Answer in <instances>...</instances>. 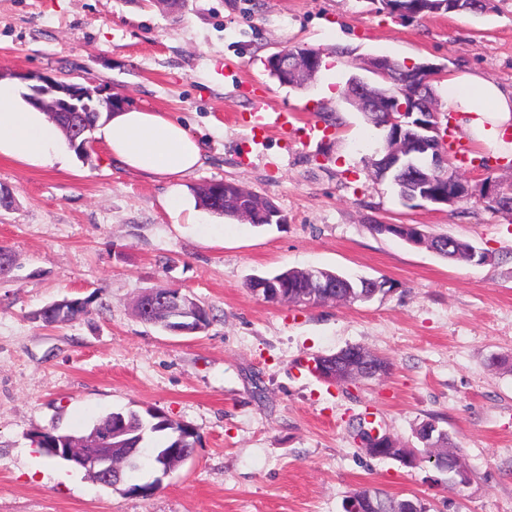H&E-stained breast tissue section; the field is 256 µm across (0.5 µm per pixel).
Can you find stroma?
I'll use <instances>...</instances> for the list:
<instances>
[{
	"instance_id": "35a3bbf8",
	"label": "stroma",
	"mask_w": 512,
	"mask_h": 512,
	"mask_svg": "<svg viewBox=\"0 0 512 512\" xmlns=\"http://www.w3.org/2000/svg\"><path fill=\"white\" fill-rule=\"evenodd\" d=\"M323 51L316 81L281 84L266 58ZM352 48L338 57L336 48ZM467 68L512 83V0L482 15L408 21L371 0H0V75L105 86L126 106L165 112L207 161L185 186L231 181L271 199L283 224L256 227L199 210L175 223L163 184L112 165L101 139L68 168L0 160V512H344L356 489L415 495L429 512H512V214L481 197L439 211L403 200L366 163L381 131L339 95L362 59ZM294 110L292 129L257 145L256 96ZM334 112L338 128L303 140ZM418 224L469 241L484 264L445 260L375 233ZM318 267L386 280L367 303L264 302L251 277ZM178 288L211 310L204 331L141 321L144 293ZM88 300L78 320L34 314ZM362 346L387 375L334 384L311 361ZM152 409L192 426L193 456L147 497L47 461L34 432L79 434L114 412ZM370 413L398 441L435 421L471 472L450 486L429 463L372 458L351 424Z\"/></svg>"
}]
</instances>
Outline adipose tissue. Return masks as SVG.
<instances>
[{
    "label": "adipose tissue",
    "mask_w": 512,
    "mask_h": 512,
    "mask_svg": "<svg viewBox=\"0 0 512 512\" xmlns=\"http://www.w3.org/2000/svg\"><path fill=\"white\" fill-rule=\"evenodd\" d=\"M459 130L512 162V84L471 70H460L437 86ZM112 163L151 179L170 181L168 204L181 210L179 179L202 167L199 141L163 112L122 108L99 120ZM0 158L25 168L62 169L67 164L62 133L45 112L32 106L19 83L0 79Z\"/></svg>",
    "instance_id": "ef3b65f1"
}]
</instances>
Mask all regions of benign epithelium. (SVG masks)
Instances as JSON below:
<instances>
[{
	"mask_svg": "<svg viewBox=\"0 0 512 512\" xmlns=\"http://www.w3.org/2000/svg\"><path fill=\"white\" fill-rule=\"evenodd\" d=\"M400 63L384 56L363 60L362 69L371 77L353 76L347 83L345 99L362 112H383L387 134L383 146L370 158L376 174L391 176L396 169L411 167L407 158L419 155L427 159L425 167L413 174L415 192L419 200L437 210L452 208L472 198L474 190L463 179L457 168L448 162L443 135L444 121L448 114L441 110L434 84L439 82L441 69L431 65L414 66V74L423 78V85L407 103L401 102L393 88L400 83L403 68ZM266 67L272 76L283 84L292 86L314 80L322 67V54L316 50L300 53L280 51L271 55ZM29 99L39 108L54 113L113 112L125 106L122 99L106 94L103 86L89 87L80 83L59 81L42 76L31 85ZM436 174L448 183V190L434 188L431 175ZM161 306L167 312L165 330L177 334H191L204 330L202 313L198 304L189 296L177 294L157 295L151 291L140 297L139 318L155 323L153 310ZM65 447L53 448L56 453L88 473L89 478L105 487L114 488L122 483L121 464L112 457V420L99 424L88 436H70L63 440ZM175 467L168 464L156 466L155 476L146 482V492L151 495L159 490L163 480Z\"/></svg>",
	"mask_w": 512,
	"mask_h": 512,
	"instance_id": "7a95c632",
	"label": "benign epithelium"
}]
</instances>
